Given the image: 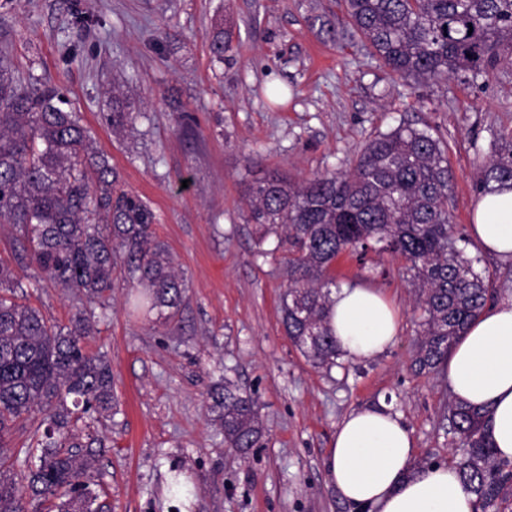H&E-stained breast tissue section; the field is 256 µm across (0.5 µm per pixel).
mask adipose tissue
<instances>
[{
	"mask_svg": "<svg viewBox=\"0 0 512 512\" xmlns=\"http://www.w3.org/2000/svg\"><path fill=\"white\" fill-rule=\"evenodd\" d=\"M478 248L512 261V189L484 194L473 215ZM331 326L343 351L372 358L396 339L393 306L370 288L333 296ZM443 371L456 401L490 411L499 458L512 460V299L485 309L448 354ZM401 419L380 408L350 413L336 430L326 465L353 512H474L475 496L450 465L419 469Z\"/></svg>",
	"mask_w": 512,
	"mask_h": 512,
	"instance_id": "ef3b65f1",
	"label": "adipose tissue"
}]
</instances>
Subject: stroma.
I'll return each mask as SVG.
<instances>
[{
    "mask_svg": "<svg viewBox=\"0 0 512 512\" xmlns=\"http://www.w3.org/2000/svg\"><path fill=\"white\" fill-rule=\"evenodd\" d=\"M220 27L232 43L219 59ZM1 56L62 89L153 210L188 281L166 322L135 310L121 280L97 320L91 347L111 364L117 407L75 441L103 512H350L328 450L346 416L381 403L408 427L417 466L447 464L460 446L444 418L452 397L441 372L411 367L418 327L403 261L336 259L338 286L380 291L400 332L376 358L314 369L281 324L288 269L276 238L258 256L245 194L272 170L302 181L347 169L404 120L442 133L448 210L469 233L477 170L512 129V65L469 83H405L372 58L336 0H0ZM116 92L137 114L118 136L101 121ZM27 302L62 325L88 306L47 283ZM225 378L258 400L265 429L241 459L208 396Z\"/></svg>",
    "mask_w": 512,
    "mask_h": 512,
    "instance_id": "1",
    "label": "stroma"
}]
</instances>
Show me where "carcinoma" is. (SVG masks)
Segmentation results:
<instances>
[{
  "label": "carcinoma",
  "instance_id": "obj_1",
  "mask_svg": "<svg viewBox=\"0 0 512 512\" xmlns=\"http://www.w3.org/2000/svg\"><path fill=\"white\" fill-rule=\"evenodd\" d=\"M347 24L372 56L406 81L437 83L463 74L474 81L512 64V0H343ZM61 90L23 79L0 62V225L11 226L14 263L0 259V512H25L37 499L47 512H96L84 481L88 460L70 442L72 427L112 412V371L89 348L95 311L61 326L19 299L44 282L105 305L114 280L139 289L137 304L157 319L179 311L188 288L154 230L155 216L95 145ZM102 122L120 132L135 121L117 98ZM453 175L447 145L430 127L404 121L379 132L344 173L295 183L277 172L248 188L249 218L259 242L278 238L287 252L281 299L288 337L316 369L343 355L330 326L331 267L347 251L388 253L406 262L418 296L421 331L413 365L439 368L488 302L497 273L478 270L448 212ZM482 193L512 188V129L500 134L478 179ZM236 455L257 447L264 429L257 401L226 382L210 393ZM42 414L25 448L3 436L33 412ZM490 411L456 402L449 421L465 451L452 457L480 512L512 501V462L497 457ZM20 464L6 475L7 460Z\"/></svg>",
  "mask_w": 512,
  "mask_h": 512
}]
</instances>
